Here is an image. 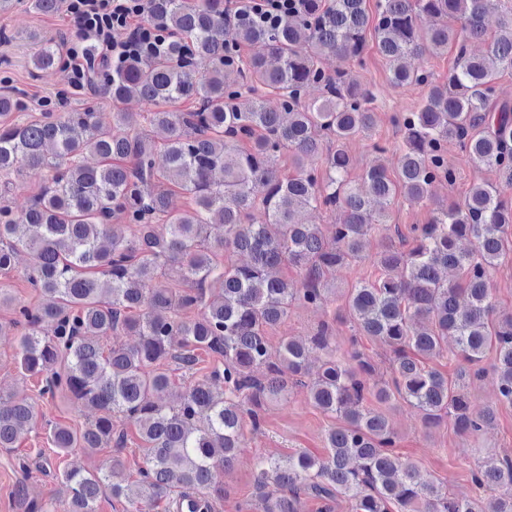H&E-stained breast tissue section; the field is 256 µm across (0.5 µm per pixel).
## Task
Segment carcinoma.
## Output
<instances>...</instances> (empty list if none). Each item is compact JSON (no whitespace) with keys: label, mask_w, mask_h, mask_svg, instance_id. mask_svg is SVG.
<instances>
[{"label":"carcinoma","mask_w":512,"mask_h":512,"mask_svg":"<svg viewBox=\"0 0 512 512\" xmlns=\"http://www.w3.org/2000/svg\"><path fill=\"white\" fill-rule=\"evenodd\" d=\"M498 0H306L274 25L229 24L224 0H146V14L178 34L159 55L129 59L94 80L93 94L112 100V125L85 107L43 112L25 124L0 123V173L27 165L48 176L28 209L0 206V271L12 268L20 226L32 256L27 279L45 300L16 303L0 288V308L12 311L0 335L20 333L22 371L42 376V397L95 412L73 427L47 422L56 453L127 445L112 417L133 423L143 465L133 481L121 456L108 473L70 468L59 486L67 512H97L109 493L132 512L160 501L177 508L190 495L198 512H212L224 495L219 476L241 447L244 423H259L267 401H285L291 384L309 374L312 350L324 360L309 385L314 405L341 418L327 434V453L299 452L262 462L255 476L265 512H301L300 492L311 490L332 512L339 497L351 512H512V458L485 457L472 472L479 487L501 490L477 504L456 499L441 484L421 483L415 465L393 451L386 416L364 406L400 397L429 426L443 415L476 437L493 418L472 414L459 388L425 361L453 341L479 377L494 352L501 398L512 404V314L498 315L490 270L512 252V103L499 101L500 70H512V12L494 34L485 19ZM397 85L429 87L416 112L394 117L403 132L397 175L370 166L349 178L345 141L371 137L373 98L346 63L362 60L367 39ZM483 41L481 55L468 43ZM261 43L267 53L241 57L236 48ZM457 47L445 83L414 64L426 54ZM336 58V70L324 58ZM59 47L44 45L36 70L59 68ZM322 96L306 99L309 87ZM279 96L280 111L264 98ZM136 96L148 109L118 105ZM181 100L196 106L175 108ZM161 127L166 166L156 167L143 142L146 126ZM454 141L472 161L498 172V187L474 185L462 202L437 208L427 224L401 237L404 248L380 253V275L359 281L347 295L356 333L344 360L336 359L332 325L324 321L306 341L286 339L277 354L267 330L300 302L327 303L326 272L363 257L367 236L387 224V209L402 194L428 199L437 180L453 182L445 146ZM97 163L83 162L84 155ZM324 155L320 167L307 165ZM223 179L214 180L216 172ZM306 208L341 211L332 238L300 218ZM261 214L264 220L256 219ZM122 217L123 223L113 219ZM245 253L250 263L224 259ZM287 264L304 272L302 286L270 273ZM174 265L182 288L159 281ZM396 269L398 276L392 275ZM121 335L139 337L127 347ZM386 345L392 378L372 388L362 339ZM224 358L223 370L192 380L170 407L169 364L193 375L197 352ZM35 404L0 395V447L13 448L37 419Z\"/></svg>","instance_id":"cac0c4a2"}]
</instances>
